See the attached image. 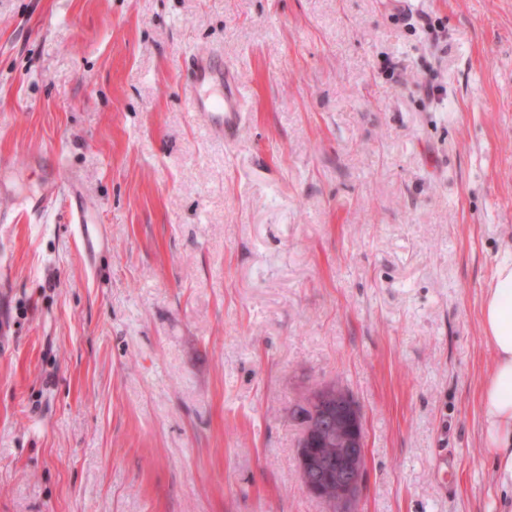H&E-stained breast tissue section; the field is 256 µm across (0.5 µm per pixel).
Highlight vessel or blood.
Listing matches in <instances>:
<instances>
[{
    "mask_svg": "<svg viewBox=\"0 0 512 512\" xmlns=\"http://www.w3.org/2000/svg\"><path fill=\"white\" fill-rule=\"evenodd\" d=\"M186 86L192 111L206 117L210 132L223 139L232 137L243 120L246 98L230 66L211 54L191 56Z\"/></svg>",
    "mask_w": 512,
    "mask_h": 512,
    "instance_id": "vessel-or-blood-1",
    "label": "vessel or blood"
}]
</instances>
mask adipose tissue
<instances>
[{"mask_svg": "<svg viewBox=\"0 0 512 512\" xmlns=\"http://www.w3.org/2000/svg\"><path fill=\"white\" fill-rule=\"evenodd\" d=\"M481 322L495 358L481 393L484 445L502 488L512 492V255L495 268Z\"/></svg>", "mask_w": 512, "mask_h": 512, "instance_id": "1", "label": "adipose tissue"}]
</instances>
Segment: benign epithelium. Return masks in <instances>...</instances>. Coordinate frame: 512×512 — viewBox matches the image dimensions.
I'll return each mask as SVG.
<instances>
[{
  "label": "benign epithelium",
  "instance_id": "obj_1",
  "mask_svg": "<svg viewBox=\"0 0 512 512\" xmlns=\"http://www.w3.org/2000/svg\"><path fill=\"white\" fill-rule=\"evenodd\" d=\"M303 404L312 411L298 448L303 470L317 473L314 480L304 479L312 495L324 493L330 481L321 448L336 444L342 449V461L336 468V510L352 512L364 478L361 461L365 458V431L362 413L352 394L340 385L327 384L306 395Z\"/></svg>",
  "mask_w": 512,
  "mask_h": 512
}]
</instances>
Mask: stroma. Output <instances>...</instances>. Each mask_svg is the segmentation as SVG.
<instances>
[{
    "label": "stroma",
    "mask_w": 512,
    "mask_h": 512,
    "mask_svg": "<svg viewBox=\"0 0 512 512\" xmlns=\"http://www.w3.org/2000/svg\"><path fill=\"white\" fill-rule=\"evenodd\" d=\"M53 181L93 257L66 195L21 211ZM511 252L512 0H0V512H330L290 410L333 381L355 512H512L479 404ZM186 86L193 112L203 114L210 132L230 138L244 116L246 97L240 92L231 67L214 55H193L186 66Z\"/></svg>",
    "instance_id": "stroma-1"
}]
</instances>
